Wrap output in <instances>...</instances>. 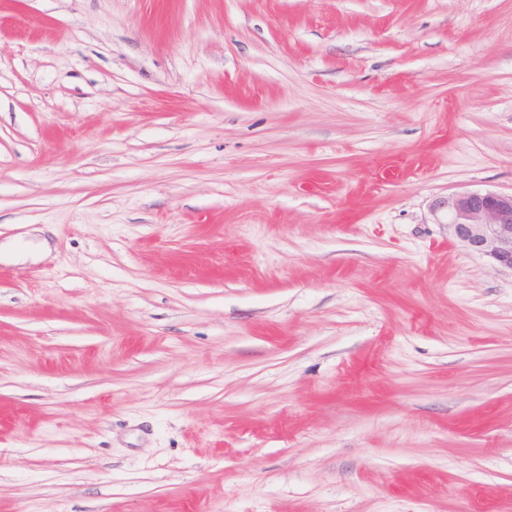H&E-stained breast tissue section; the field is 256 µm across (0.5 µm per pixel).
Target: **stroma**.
Segmentation results:
<instances>
[{
	"instance_id": "1",
	"label": "stroma",
	"mask_w": 512,
	"mask_h": 512,
	"mask_svg": "<svg viewBox=\"0 0 512 512\" xmlns=\"http://www.w3.org/2000/svg\"><path fill=\"white\" fill-rule=\"evenodd\" d=\"M512 0H0V512H512ZM448 233L470 253L512 272V192L448 197Z\"/></svg>"
}]
</instances>
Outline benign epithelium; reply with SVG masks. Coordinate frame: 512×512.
Returning <instances> with one entry per match:
<instances>
[{
  "label": "benign epithelium",
  "mask_w": 512,
  "mask_h": 512,
  "mask_svg": "<svg viewBox=\"0 0 512 512\" xmlns=\"http://www.w3.org/2000/svg\"><path fill=\"white\" fill-rule=\"evenodd\" d=\"M446 205L448 233L468 252L512 271V193L465 192Z\"/></svg>",
  "instance_id": "benign-epithelium-1"
}]
</instances>
